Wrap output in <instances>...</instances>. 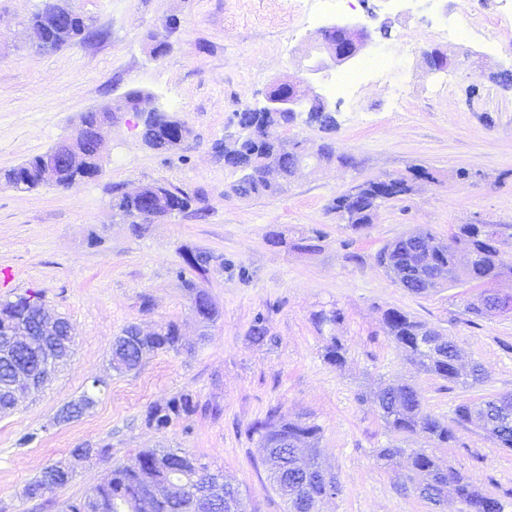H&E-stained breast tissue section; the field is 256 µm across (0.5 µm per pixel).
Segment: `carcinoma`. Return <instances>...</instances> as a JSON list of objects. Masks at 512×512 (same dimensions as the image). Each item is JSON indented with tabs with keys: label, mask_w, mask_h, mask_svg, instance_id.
I'll use <instances>...</instances> for the list:
<instances>
[{
	"label": "carcinoma",
	"mask_w": 512,
	"mask_h": 512,
	"mask_svg": "<svg viewBox=\"0 0 512 512\" xmlns=\"http://www.w3.org/2000/svg\"><path fill=\"white\" fill-rule=\"evenodd\" d=\"M25 26L41 31L36 48L44 51L60 50L74 42H90L101 35L93 26L90 17L76 9L63 25L46 18L41 9H36L25 22ZM97 112H84L80 121L87 126L86 163L94 171L103 168L95 154L93 128ZM188 129L175 116L156 119L142 127V140L156 150L171 151L174 142L186 137ZM334 155V149L321 144L315 150L306 147L305 142L293 140L279 141L278 148L264 143L256 144L247 136L242 141L236 156L225 160L240 171V178L231 185V191L241 198L276 196L284 191V183L294 173L301 157L327 160ZM39 157H32L17 166L0 172V177L19 190L30 191L41 186ZM275 162L282 171V181L273 183L267 180L262 170ZM432 176L430 170L416 166L409 175H387L391 191L386 200L401 199L413 190V183L421 176ZM363 190L358 196V208L347 202L341 194L333 199L331 210L337 214L348 211L345 219L347 227L359 231L372 224L377 193L375 180L362 182ZM171 197L180 211L184 212L195 203L203 201L200 192L189 194L178 188L172 189ZM112 211L121 220L132 224L133 231L141 232L142 225L136 222L140 203L115 186L110 200ZM458 248L474 256L465 266L457 264L453 254L445 244L430 231H412L388 242L377 254L379 264L392 275L395 282L414 295H427L448 286H478L486 283H501L512 278L498 263V255L505 246L512 245V234L507 235L500 224H459L452 234ZM213 256L206 253H192L186 257V264L198 276H204ZM185 288L192 296V306L202 321L208 323L218 314L215 304L193 278L184 279ZM43 309L42 295L38 292L17 297L14 301L0 304V321L9 325L30 326L39 329L37 316ZM465 311L479 319L490 314L489 301L484 294L466 301ZM318 328L332 326L341 319V310L332 307L314 315ZM388 337L406 353L420 372L436 375L450 383L462 379L454 360L457 349L453 341L441 331H434L409 314L387 309L382 314ZM131 325L124 326L115 336L110 350L111 359L120 362L115 371L124 373L137 369L144 357L151 353L175 352L183 349L179 327L170 323L154 336L146 337L139 345L132 346L125 341L124 334ZM324 358L330 365L342 367L346 361L345 348L340 340L329 337L324 347ZM22 366L41 374V363L31 353L16 351L0 360V386L10 376L12 369ZM95 393L87 390L70 401L73 415L70 420L81 418L95 405ZM379 414L385 425L400 433L417 435L436 444L456 441V428L473 426L483 430L497 448L512 450V395L497 396L479 402L463 403L456 407L450 422L427 412L421 396L407 381L390 384L377 396ZM199 408L198 401L189 392H180L164 403L154 404L146 413V424L162 430L173 423L194 415ZM248 437H258L267 452L266 463L269 479L283 498L287 512H295L301 504H306L303 512H320L326 499L323 489L330 494L338 490L336 478L329 477L328 484L304 482L296 468L300 458L297 451L304 447H315L320 438L317 425L305 420H292L270 410L266 417L252 423L247 429ZM88 450L86 459L109 461L112 459V445L109 443L87 442L78 450ZM411 468L416 481L418 495L434 505L441 498L454 496L463 506L486 505L494 512H503L500 498L478 488L472 481L452 467H440L425 449L418 448L410 453ZM152 478L170 488L171 500L157 504L155 512H246L239 487L220 470L213 471L205 463L180 449L160 448L143 450L134 457L112 464L106 477L89 488L81 497L67 501L63 512H139L144 487L143 479ZM73 474L57 464L47 465L29 482L32 498L41 497L42 485L51 483L58 488L66 487Z\"/></svg>",
	"instance_id": "1"
}]
</instances>
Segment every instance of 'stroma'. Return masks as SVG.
<instances>
[{
    "label": "stroma",
    "mask_w": 512,
    "mask_h": 512,
    "mask_svg": "<svg viewBox=\"0 0 512 512\" xmlns=\"http://www.w3.org/2000/svg\"><path fill=\"white\" fill-rule=\"evenodd\" d=\"M43 0H0V170L45 153L71 132L79 116L132 89L189 130L180 147L158 151L141 140L134 122L107 133L104 172L64 189L24 192L0 182V302L41 292L50 311L73 328L75 352L38 394L0 415V512H57L58 502L80 497L106 476V463H82L64 488L28 500L23 489L47 464L69 460L91 441L112 445L125 460L147 448H179L239 485L247 512H286L262 463L264 452L246 430L274 407L303 416L320 429L318 461L333 473L336 496L323 512H460L456 500L431 509L403 481L407 459L379 460L387 446L425 448L502 499L512 512V451L494 447L482 432L459 430L440 448L418 436L389 430L372 396L396 378L411 380L427 412L452 417L457 405L512 394V312L470 320V286L419 296L396 284L376 262L381 247L416 229L448 238L453 225L484 221L512 226V91L490 73L512 71V26L489 51L449 43L436 30L457 13V0H352L338 16L367 24L374 52L405 33L408 104L391 109L386 82L371 81L342 98L321 73L315 92L336 127L322 131L305 114L279 128L285 140L332 142L354 166L310 162L287 190L241 198L230 187L238 174L218 150L235 131L236 114L262 105L278 83L300 75L319 32L289 9V0H74L101 38L63 50L25 45L21 25ZM180 26L168 51L152 57L151 34L168 18ZM448 54L430 70L422 51ZM424 166L435 181L381 206L369 227L352 231L332 211L333 199L353 184ZM469 179H458L461 170ZM163 183L205 196L202 212L187 210L134 235L109 206L110 188ZM315 237L313 248L305 238ZM215 260L198 284L216 304L204 323L179 277L188 254ZM150 309H143V298ZM338 308L334 334L346 348L343 367L323 358L326 335L313 316ZM404 311L441 330L463 362L479 363L482 384L469 388L416 372L386 335L384 310ZM267 340L252 341L255 318ZM176 323L187 352L157 353L138 371L108 366L113 337L130 323L161 328ZM107 378L95 406L81 419L53 425L57 410ZM181 391L194 394L198 412L158 430L145 423L148 407ZM36 433L21 447L23 433Z\"/></svg>",
    "instance_id": "35a3bbf8"
}]
</instances>
